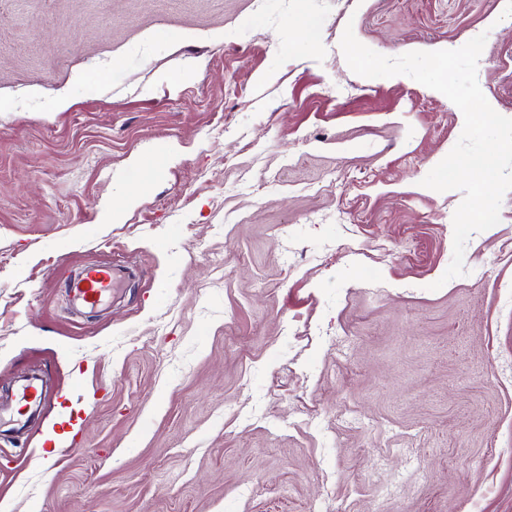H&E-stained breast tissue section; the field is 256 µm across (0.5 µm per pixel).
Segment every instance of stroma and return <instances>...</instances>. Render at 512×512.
I'll use <instances>...</instances> for the list:
<instances>
[{"mask_svg":"<svg viewBox=\"0 0 512 512\" xmlns=\"http://www.w3.org/2000/svg\"><path fill=\"white\" fill-rule=\"evenodd\" d=\"M348 26L389 57L486 34L512 118L505 0H0L11 512H512V190L442 282L463 194L421 181L463 114L352 72ZM94 263L129 276L91 312L64 280Z\"/></svg>","mask_w":512,"mask_h":512,"instance_id":"obj_1","label":"stroma"}]
</instances>
